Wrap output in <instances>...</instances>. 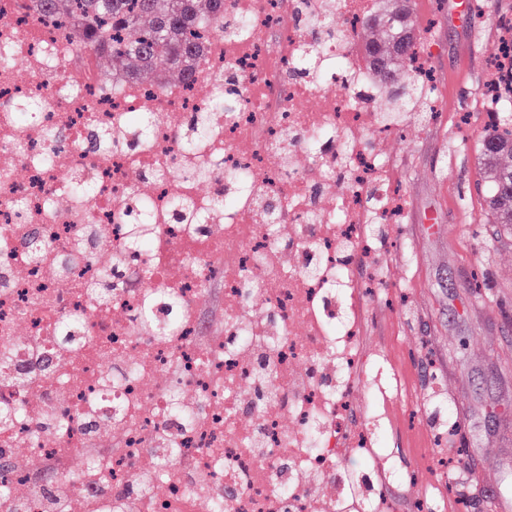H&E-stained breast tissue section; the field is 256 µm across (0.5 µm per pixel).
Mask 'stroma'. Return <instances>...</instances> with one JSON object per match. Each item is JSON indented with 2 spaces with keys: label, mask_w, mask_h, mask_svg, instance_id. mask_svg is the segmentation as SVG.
Here are the masks:
<instances>
[{
  "label": "stroma",
  "mask_w": 512,
  "mask_h": 512,
  "mask_svg": "<svg viewBox=\"0 0 512 512\" xmlns=\"http://www.w3.org/2000/svg\"><path fill=\"white\" fill-rule=\"evenodd\" d=\"M413 5L417 19L430 14L438 22L435 54L447 110L437 123L408 112L402 135L384 148L408 209L404 223L376 225L374 235L395 239L383 266L390 288L405 290L408 300L395 306L381 296L367 299L364 359L387 356L401 391L390 416L379 420L372 386L355 399L371 415L394 499L434 490L440 476L431 460L460 448L461 494H481L483 512H512V227L481 223L472 150L489 120L477 99L488 71L485 47L499 31L491 22L459 27L437 0ZM463 112L473 119L462 144L454 125ZM475 274L485 283L477 291L469 287ZM448 416L461 428L436 446L433 436ZM405 474L415 484L402 482Z\"/></svg>",
  "instance_id": "obj_1"
}]
</instances>
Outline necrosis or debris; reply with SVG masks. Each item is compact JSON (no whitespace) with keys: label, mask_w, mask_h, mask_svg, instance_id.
I'll return each mask as SVG.
<instances>
[{"label":"necrosis or debris","mask_w":512,"mask_h":512,"mask_svg":"<svg viewBox=\"0 0 512 512\" xmlns=\"http://www.w3.org/2000/svg\"><path fill=\"white\" fill-rule=\"evenodd\" d=\"M373 6L225 0L242 33L204 43L193 83L154 90L103 79L68 22L0 0V409L17 412L0 424V512H336L345 460L373 451L354 394L384 361H361L360 304L387 286L389 242L366 225L372 211L402 219L378 150L400 129L344 78L291 81L286 66L312 37L296 13H326L348 35L326 54L360 75L349 39ZM227 87L232 114L215 108ZM19 101L38 112L21 116ZM201 110L212 121L196 152L187 124ZM133 112L154 119L147 141L128 135ZM96 129L108 156L86 146ZM184 163L208 180L173 175ZM231 172L246 198L216 210ZM260 194L286 205L269 216ZM133 196L152 237L134 263ZM183 201L197 222H171ZM107 273L118 283L102 302ZM148 308L176 331L146 326Z\"/></svg>","instance_id":"necrosis-or-debris-1"}]
</instances>
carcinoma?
<instances>
[{
    "mask_svg": "<svg viewBox=\"0 0 512 512\" xmlns=\"http://www.w3.org/2000/svg\"><path fill=\"white\" fill-rule=\"evenodd\" d=\"M33 11L45 20L70 18L76 26L75 50L105 58L109 67L100 70L105 79H129L160 88L188 82L196 76L201 41L205 35L233 38L239 28L224 23V0H33ZM393 15L391 0H378L360 25L357 50L371 73L369 85L381 117L392 124L403 123L410 106L428 104L429 89L412 75L410 62L421 38L399 54L394 44L403 32ZM313 33L299 65L288 69V77L305 76L326 80L334 72L322 57L321 36L342 39L333 18L305 20ZM135 137L150 136L152 122L144 114L130 120ZM483 194L484 223L512 226V99L495 112L475 145ZM174 174L197 182L209 178L202 166L179 167ZM130 240L133 257L147 248L149 221L138 217Z\"/></svg>",
    "mask_w": 512,
    "mask_h": 512,
    "instance_id": "obj_1",
    "label": "carcinoma"
}]
</instances>
